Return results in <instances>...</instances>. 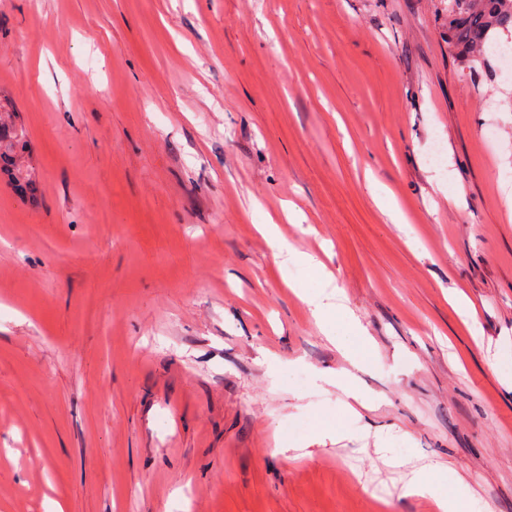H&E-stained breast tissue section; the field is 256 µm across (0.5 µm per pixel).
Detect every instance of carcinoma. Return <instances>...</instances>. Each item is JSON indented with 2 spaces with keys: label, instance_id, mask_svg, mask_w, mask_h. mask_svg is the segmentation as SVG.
Returning <instances> with one entry per match:
<instances>
[{
  "label": "carcinoma",
  "instance_id": "1",
  "mask_svg": "<svg viewBox=\"0 0 512 512\" xmlns=\"http://www.w3.org/2000/svg\"><path fill=\"white\" fill-rule=\"evenodd\" d=\"M512 32V0H448V42L460 60L471 64L486 54L489 46ZM24 133L0 121V171L8 174L15 189L35 192L29 175L15 168L14 154L25 151Z\"/></svg>",
  "mask_w": 512,
  "mask_h": 512
}]
</instances>
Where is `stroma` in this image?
Instances as JSON below:
<instances>
[{
    "instance_id": "stroma-1",
    "label": "stroma",
    "mask_w": 512,
    "mask_h": 512,
    "mask_svg": "<svg viewBox=\"0 0 512 512\" xmlns=\"http://www.w3.org/2000/svg\"><path fill=\"white\" fill-rule=\"evenodd\" d=\"M447 3L0 0V512H438L379 440L512 512V66ZM27 146L28 144L24 132L21 130L20 133H18L9 126H6L2 122L0 113V171L8 174L16 190H29L34 193L36 190L32 179L27 173L23 176V171L15 169L13 159L17 150L24 152ZM4 162L8 164V168L3 166ZM260 233L267 238L272 247L276 248L280 255L283 254L284 248L286 249L287 261L296 265L304 266L317 274L325 277L328 282H332V278L325 272L323 264L314 258L312 255L299 251L291 246L282 247L276 238V225L275 224H261ZM279 255V256H280ZM334 288H336V290L334 289L331 293L326 294L325 296L305 297V302L307 303L309 312L319 326L325 325L330 312L334 308H336V310L347 309L344 304V301L346 300L345 296L337 286ZM332 299H336V303L330 302Z\"/></svg>"
}]
</instances>
